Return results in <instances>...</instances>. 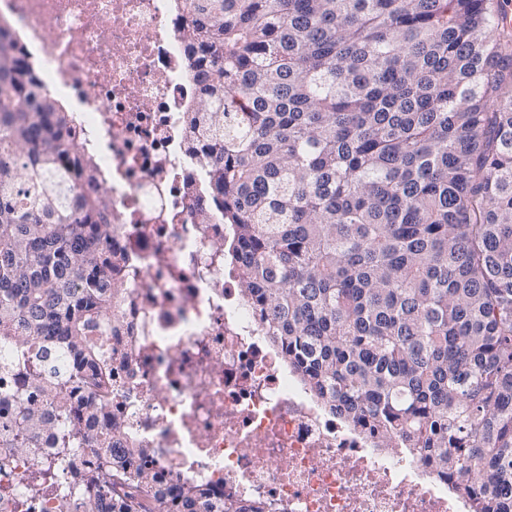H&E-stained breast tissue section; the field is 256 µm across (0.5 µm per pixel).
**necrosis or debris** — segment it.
Masks as SVG:
<instances>
[{"label":"necrosis or debris","instance_id":"necrosis-or-debris-1","mask_svg":"<svg viewBox=\"0 0 512 512\" xmlns=\"http://www.w3.org/2000/svg\"><path fill=\"white\" fill-rule=\"evenodd\" d=\"M186 0H0V32L20 53L37 43L46 92L75 107L77 150L95 162L88 195L108 190L124 287L92 336L101 388L75 391L72 416L89 462L107 437L86 416L102 396L123 426L114 451L145 448L161 489L192 486L198 512H467L447 482L369 429L328 412L269 344L261 312L239 293L219 250V215L200 223L207 185L184 134L199 90L189 75ZM37 457L0 472V512H82L72 491L27 492Z\"/></svg>","mask_w":512,"mask_h":512}]
</instances>
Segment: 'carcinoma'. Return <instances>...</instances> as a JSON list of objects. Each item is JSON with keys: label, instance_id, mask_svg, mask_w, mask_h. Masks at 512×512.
Wrapping results in <instances>:
<instances>
[{"label": "carcinoma", "instance_id": "obj_1", "mask_svg": "<svg viewBox=\"0 0 512 512\" xmlns=\"http://www.w3.org/2000/svg\"><path fill=\"white\" fill-rule=\"evenodd\" d=\"M201 69L195 165L235 229L239 291L288 369L348 425L398 439L468 512H512V23L503 0H188ZM74 113L0 40V468L57 434L37 495L84 512H173L104 447L71 392L108 318L112 201L78 188ZM72 357L51 376L48 350ZM43 394L53 411L29 399ZM122 494L114 493L115 488Z\"/></svg>", "mask_w": 512, "mask_h": 512}]
</instances>
